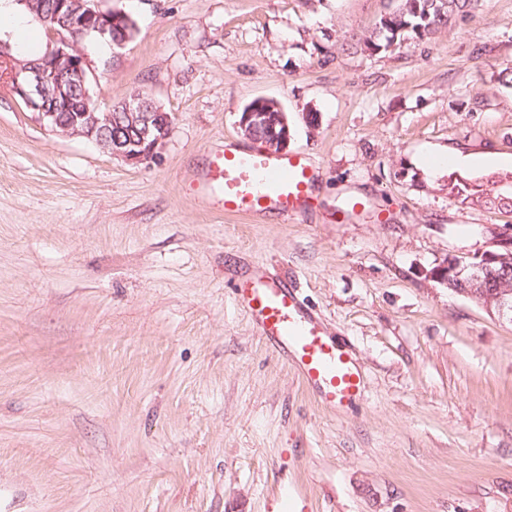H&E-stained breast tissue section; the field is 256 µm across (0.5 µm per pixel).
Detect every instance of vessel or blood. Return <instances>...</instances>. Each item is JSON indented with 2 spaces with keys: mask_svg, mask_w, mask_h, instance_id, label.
Wrapping results in <instances>:
<instances>
[{
  "mask_svg": "<svg viewBox=\"0 0 512 512\" xmlns=\"http://www.w3.org/2000/svg\"><path fill=\"white\" fill-rule=\"evenodd\" d=\"M320 175L299 154H271L261 148L216 155L203 176L219 186L228 215L275 212L284 221L305 217L315 200ZM236 301L251 315L264 339L281 352L301 380L316 390L329 410L353 406L363 380L350 353L323 329L288 281L256 270L234 290ZM265 512H312L306 497L282 487L267 497Z\"/></svg>",
  "mask_w": 512,
  "mask_h": 512,
  "instance_id": "obj_1",
  "label": "vessel or blood"
}]
</instances>
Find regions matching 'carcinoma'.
Instances as JSON below:
<instances>
[{
    "label": "carcinoma",
    "instance_id": "cac0c4a2",
    "mask_svg": "<svg viewBox=\"0 0 512 512\" xmlns=\"http://www.w3.org/2000/svg\"><path fill=\"white\" fill-rule=\"evenodd\" d=\"M477 0H396L391 13L395 14L393 23L400 28L398 34H393L380 17L371 30L363 34H355L350 38V45L369 48L378 47L389 50L393 44L398 46L405 42H420L429 39L437 32L451 26L457 17L468 11ZM460 190H448V195L466 204L478 203L489 208L511 209L512 195L487 192L482 181L471 182L468 189L460 181H454Z\"/></svg>",
    "mask_w": 512,
    "mask_h": 512
}]
</instances>
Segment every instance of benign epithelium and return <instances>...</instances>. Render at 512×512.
<instances>
[{
    "label": "benign epithelium",
    "mask_w": 512,
    "mask_h": 512,
    "mask_svg": "<svg viewBox=\"0 0 512 512\" xmlns=\"http://www.w3.org/2000/svg\"><path fill=\"white\" fill-rule=\"evenodd\" d=\"M47 31L45 52L18 59L0 38V67L10 90L29 112L53 131H74L131 164L158 155L172 120L154 100L139 93L121 102L122 111L100 110L91 87L94 62L78 42L94 34L123 47L136 25L121 9L104 8L103 0H18ZM244 133L283 152L291 141L288 113L270 98L248 104L239 121ZM512 226L507 224L492 245L464 255H450L429 271V278L475 301L490 315L512 323Z\"/></svg>",
    "instance_id": "benign-epithelium-1"
}]
</instances>
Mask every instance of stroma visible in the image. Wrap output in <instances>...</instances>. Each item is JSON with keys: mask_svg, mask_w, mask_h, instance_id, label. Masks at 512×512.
Here are the masks:
<instances>
[{"mask_svg": "<svg viewBox=\"0 0 512 512\" xmlns=\"http://www.w3.org/2000/svg\"><path fill=\"white\" fill-rule=\"evenodd\" d=\"M107 4L138 32L92 50L94 101L142 92L171 130L132 165L0 85V512H264L288 485L314 512H512V324L427 276L512 225L448 194L486 154L512 175V0L376 53L345 43L390 0ZM260 97L322 174L295 223L200 194ZM259 267L356 359L354 408L325 410L236 303Z\"/></svg>", "mask_w": 512, "mask_h": 512, "instance_id": "35a3bbf8", "label": "stroma"}]
</instances>
